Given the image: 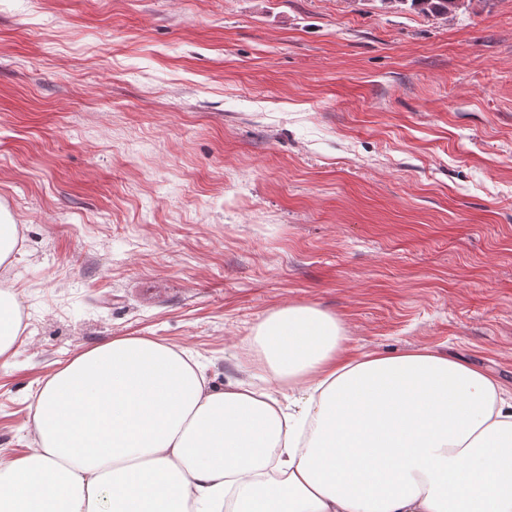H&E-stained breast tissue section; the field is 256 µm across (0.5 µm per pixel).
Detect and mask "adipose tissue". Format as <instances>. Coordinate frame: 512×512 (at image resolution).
I'll return each instance as SVG.
<instances>
[{
	"mask_svg": "<svg viewBox=\"0 0 512 512\" xmlns=\"http://www.w3.org/2000/svg\"><path fill=\"white\" fill-rule=\"evenodd\" d=\"M21 333L0 289V364ZM260 379L218 391L185 351L121 336L46 376L0 512H512V396L428 349L347 354L313 305L262 320Z\"/></svg>",
	"mask_w": 512,
	"mask_h": 512,
	"instance_id": "adipose-tissue-1",
	"label": "adipose tissue"
}]
</instances>
